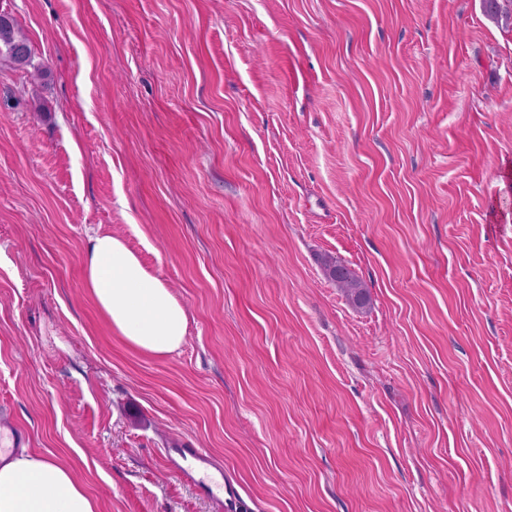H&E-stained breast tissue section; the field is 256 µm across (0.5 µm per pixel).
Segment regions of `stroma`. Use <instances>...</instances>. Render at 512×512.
<instances>
[{
    "label": "stroma",
    "instance_id": "1",
    "mask_svg": "<svg viewBox=\"0 0 512 512\" xmlns=\"http://www.w3.org/2000/svg\"><path fill=\"white\" fill-rule=\"evenodd\" d=\"M0 11L47 70L0 58V418L27 447L100 512H512V31L482 0ZM96 233L184 305L179 350L113 333ZM322 265L327 278L336 285L349 304L361 308L369 303V290L353 270L331 256L322 258ZM163 450L165 462L174 473L190 481L199 495L218 501L219 507L223 508L224 499L216 496L209 483L197 477L201 471H213L224 483V468L216 466L205 449L195 448L184 441H174Z\"/></svg>",
    "mask_w": 512,
    "mask_h": 512
}]
</instances>
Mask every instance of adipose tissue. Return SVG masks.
I'll return each mask as SVG.
<instances>
[{
  "label": "adipose tissue",
  "instance_id": "1",
  "mask_svg": "<svg viewBox=\"0 0 512 512\" xmlns=\"http://www.w3.org/2000/svg\"><path fill=\"white\" fill-rule=\"evenodd\" d=\"M85 283L113 332L161 358L187 334L183 304L152 276L124 240L94 235L83 256ZM0 512H98L97 501L67 464L33 449L0 448Z\"/></svg>",
  "mask_w": 512,
  "mask_h": 512
}]
</instances>
